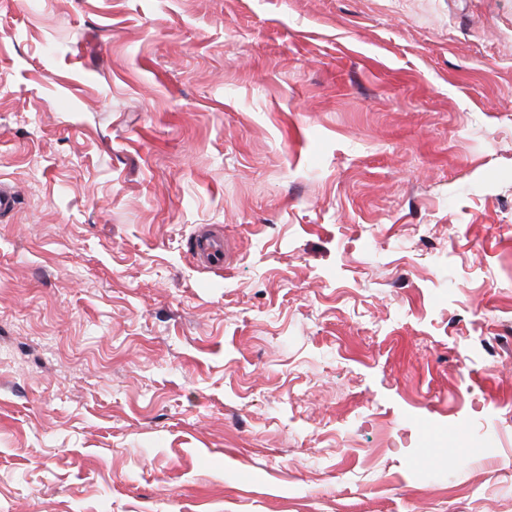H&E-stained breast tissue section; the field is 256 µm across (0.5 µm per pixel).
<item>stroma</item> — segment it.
I'll return each mask as SVG.
<instances>
[{
	"instance_id": "stroma-1",
	"label": "stroma",
	"mask_w": 512,
	"mask_h": 512,
	"mask_svg": "<svg viewBox=\"0 0 512 512\" xmlns=\"http://www.w3.org/2000/svg\"><path fill=\"white\" fill-rule=\"evenodd\" d=\"M0 183V512H512V0H0ZM191 249L194 257L206 267L224 266L226 248L222 236L200 232L193 239Z\"/></svg>"
}]
</instances>
